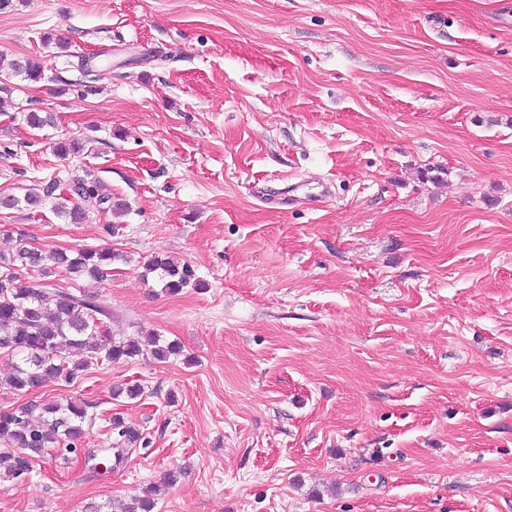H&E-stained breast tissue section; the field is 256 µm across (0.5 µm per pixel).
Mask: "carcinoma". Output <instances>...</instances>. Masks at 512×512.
I'll return each mask as SVG.
<instances>
[{
  "instance_id": "carcinoma-1",
  "label": "carcinoma",
  "mask_w": 512,
  "mask_h": 512,
  "mask_svg": "<svg viewBox=\"0 0 512 512\" xmlns=\"http://www.w3.org/2000/svg\"><path fill=\"white\" fill-rule=\"evenodd\" d=\"M10 70L31 81L41 80L44 73L43 67L31 60H16ZM59 188L60 180H51L42 189L16 199L15 206L39 208L49 202L56 216L81 224L86 219L83 202L95 200L103 205L112 201V195L96 179L76 178L63 194L57 193ZM119 257L109 247L47 250L32 245L24 234L13 239L8 253H0V356L12 361V373L0 387L23 393L37 391L52 381L68 387L94 363L131 361L146 354L165 363L181 355L176 341L155 336L146 349L135 338L114 335L112 308L103 305L97 295L80 287L59 290L49 283L58 273L73 282L104 281ZM143 268L145 274L157 276L168 294L199 285L189 264L169 257L153 256L144 261ZM28 270L38 271L40 277L22 280ZM94 407L92 401L70 397L0 412V481L26 478L36 458L48 451L65 460L81 452L78 443L84 428L93 422L89 410ZM110 431L114 445L103 449L102 456L118 465L143 437L117 417L110 421ZM154 508L155 501L148 495L131 503L93 504L87 512H153Z\"/></svg>"
}]
</instances>
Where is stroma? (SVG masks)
I'll list each match as a JSON object with an SVG mask.
<instances>
[{"instance_id": "stroma-1", "label": "stroma", "mask_w": 512, "mask_h": 512, "mask_svg": "<svg viewBox=\"0 0 512 512\" xmlns=\"http://www.w3.org/2000/svg\"><path fill=\"white\" fill-rule=\"evenodd\" d=\"M0 58L45 68L0 81V196L90 176L126 206L0 209V251L114 249V335L183 349L34 393L95 402L82 448L115 415L147 443L39 460L0 512H512V0H0ZM145 276L155 274L168 294L178 293L188 286H198L195 270L187 263L169 257L152 256L143 263ZM155 501L151 496H145L131 503L107 502L88 506V512H153Z\"/></svg>"}]
</instances>
